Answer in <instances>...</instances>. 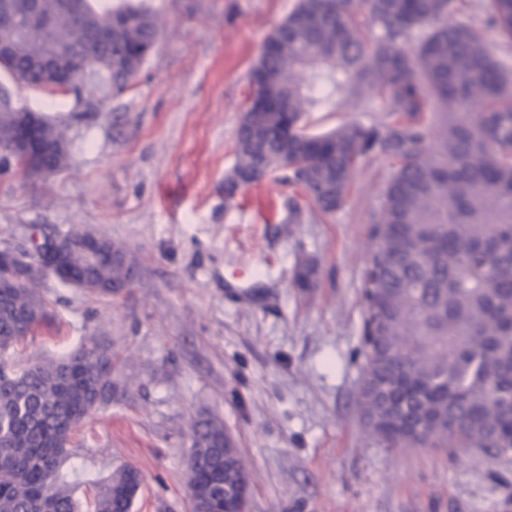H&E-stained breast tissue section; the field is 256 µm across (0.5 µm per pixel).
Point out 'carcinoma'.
I'll list each match as a JSON object with an SVG mask.
<instances>
[{
    "mask_svg": "<svg viewBox=\"0 0 512 512\" xmlns=\"http://www.w3.org/2000/svg\"><path fill=\"white\" fill-rule=\"evenodd\" d=\"M461 0H296L273 30L251 84L270 96L243 116L225 197L269 174L300 189L321 213L343 203L358 163L395 161L371 227L361 277L364 357L357 412L389 448H475L512 453V65L486 36L459 19ZM486 22L512 41V0H488ZM377 30L373 37L365 29ZM158 32L141 5L79 0L50 29L26 31L0 72L36 89L44 75L30 59L51 44L99 56L122 91L140 71ZM365 81L393 121L346 123L312 135L306 113ZM44 138L66 140L42 119ZM69 151L40 163L58 171ZM106 251L65 256L86 293L133 285L127 250L84 230ZM43 275L0 254V354L20 345L45 302ZM117 355L98 339L21 372L0 363V512H79L78 484L63 466L74 430L96 404L119 392ZM197 512H224V479L248 478L224 426L192 427ZM141 475L123 465L95 486L93 512H131Z\"/></svg>",
    "mask_w": 512,
    "mask_h": 512,
    "instance_id": "cac0c4a2",
    "label": "carcinoma"
}]
</instances>
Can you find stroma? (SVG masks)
Returning a JSON list of instances; mask_svg holds the SVG:
<instances>
[{
    "label": "stroma",
    "mask_w": 512,
    "mask_h": 512,
    "mask_svg": "<svg viewBox=\"0 0 512 512\" xmlns=\"http://www.w3.org/2000/svg\"><path fill=\"white\" fill-rule=\"evenodd\" d=\"M161 30L123 92L52 95L8 77L15 107L64 121L68 166L47 178L0 171V248L33 226L86 228L136 261L112 297L37 288L47 315L9 351L16 369L100 336L125 394L92 412L71 447L86 475L128 464L143 483L131 512H191V424L223 423L250 480L248 512H512V454L389 448L356 411L363 359L360 274L393 166L360 161L325 215L269 184L272 220L224 197L262 47L295 0H141ZM360 89L307 113L308 133L386 119ZM313 285L299 287L301 267Z\"/></svg>",
    "instance_id": "1"
}]
</instances>
